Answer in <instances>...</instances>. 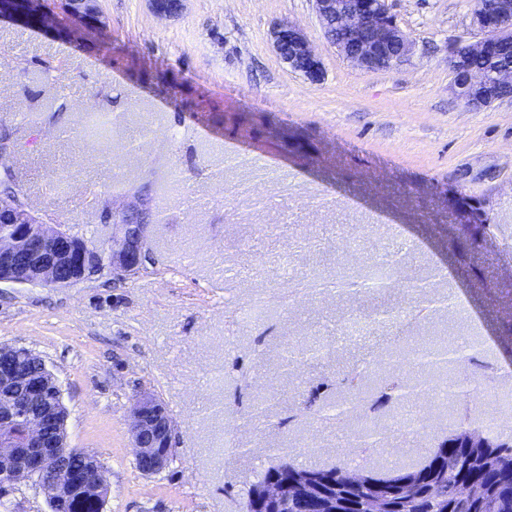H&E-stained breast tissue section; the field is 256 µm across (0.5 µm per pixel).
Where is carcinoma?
I'll list each match as a JSON object with an SVG mask.
<instances>
[{"label": "carcinoma", "instance_id": "cac0c4a2", "mask_svg": "<svg viewBox=\"0 0 512 512\" xmlns=\"http://www.w3.org/2000/svg\"><path fill=\"white\" fill-rule=\"evenodd\" d=\"M474 344L464 341L454 347L436 352L424 349L416 352L413 365L421 370H431L442 365L460 366L470 359ZM367 375V368H356L342 379L350 400L336 404H325L318 409L324 419H339L359 408L373 413L381 407H401L414 392L411 380L403 376L389 379L370 400L360 397L361 388ZM484 383L480 379L464 378L451 387L449 393L454 397L471 398L480 394ZM472 427L462 419L455 424V430L448 434L437 447L431 449L423 462L375 473L377 483L353 491L351 512H365V502L372 496L385 492L396 496L394 481L404 476H415L427 487L419 498L412 503L395 500L399 512H512V467H485L474 465L473 450L457 446L459 431ZM490 447L483 452L499 460H512V441L499 442L487 439ZM469 480L486 485L484 496L479 499H460L459 487Z\"/></svg>", "mask_w": 512, "mask_h": 512}]
</instances>
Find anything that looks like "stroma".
<instances>
[{"mask_svg": "<svg viewBox=\"0 0 512 512\" xmlns=\"http://www.w3.org/2000/svg\"><path fill=\"white\" fill-rule=\"evenodd\" d=\"M388 4L412 50L385 70L328 44L310 0H183L174 19L103 0L89 37L68 33L61 0L44 5L62 32L0 22V133L15 141L0 164L24 203L97 240L112 232L97 199L154 218L138 277L0 285V344L58 377L71 446L106 469L102 512H243L270 465H412L463 412L512 438V98L470 109L451 90V51L482 38L474 0ZM282 22L307 35L321 82L274 52ZM461 336L462 367L404 366ZM354 366L367 397L416 381L412 438L403 408L320 418ZM482 374L478 400L432 397ZM144 388L175 428L149 477L129 436ZM367 425L383 443L363 456Z\"/></svg>", "mask_w": 512, "mask_h": 512, "instance_id": "1", "label": "stroma"}]
</instances>
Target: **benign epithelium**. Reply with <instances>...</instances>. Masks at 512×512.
Returning <instances> with one entry per match:
<instances>
[{"label":"benign epithelium","mask_w":512,"mask_h":512,"mask_svg":"<svg viewBox=\"0 0 512 512\" xmlns=\"http://www.w3.org/2000/svg\"><path fill=\"white\" fill-rule=\"evenodd\" d=\"M42 0H0V22L55 29L58 21L40 7ZM101 0H67L69 15L83 34L106 24ZM152 10L174 18L182 0H148ZM320 25H334L341 38H329L347 59L365 70L382 62L393 65L405 58L412 42L390 12L388 0H313ZM472 25L484 33L480 42L451 53L455 94L469 108L488 107L499 100L496 88L512 85V66L497 70L488 79L473 59L489 57L512 47V3L478 0ZM274 51L289 68L317 83L324 78L320 57L302 29L287 22L271 31ZM146 210L130 205L118 210L112 236L91 241L67 224L52 223L31 211L17 195H0V284H40L69 288L110 274L124 280L140 274L150 254V224L136 221ZM17 351L16 358L0 362V497L22 480H33L43 490L51 512H74L77 495L87 489L97 504L105 503L109 484L104 467L89 451L70 447L68 409L58 379L32 351L0 345V355ZM129 430L140 473L152 476L170 464L174 421L167 405L153 392L143 390L133 398ZM81 454L84 467L68 465V456ZM373 475L346 469L339 482L358 489L373 483ZM318 504L319 512H344L340 498L325 492L315 477L303 472L264 483L251 512H275L299 491Z\"/></svg>","instance_id":"obj_1"}]
</instances>
